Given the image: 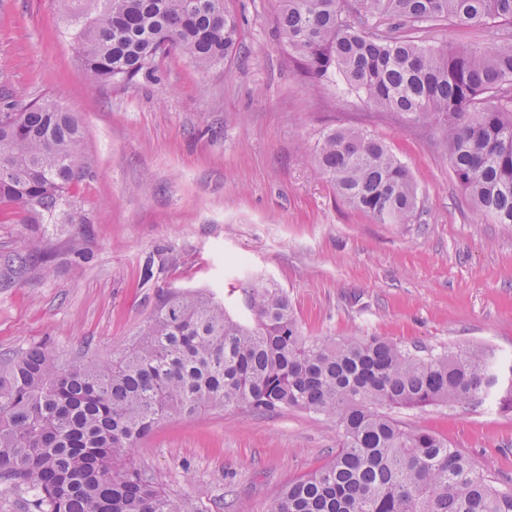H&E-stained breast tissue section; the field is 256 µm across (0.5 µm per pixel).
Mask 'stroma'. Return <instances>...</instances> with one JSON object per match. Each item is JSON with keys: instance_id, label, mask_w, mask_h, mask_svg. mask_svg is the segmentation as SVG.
I'll list each match as a JSON object with an SVG mask.
<instances>
[{"instance_id": "obj_1", "label": "stroma", "mask_w": 512, "mask_h": 512, "mask_svg": "<svg viewBox=\"0 0 512 512\" xmlns=\"http://www.w3.org/2000/svg\"><path fill=\"white\" fill-rule=\"evenodd\" d=\"M280 5L226 0L239 38L223 64L202 69L173 52L127 84L87 78L56 0H0V108L61 98L94 161L69 189L83 223L59 213L21 224L0 205V253L39 240L55 254L49 273L0 282V353L43 344L62 358L120 355L167 291H208L248 322L241 288L264 279L287 292L305 335L382 336L428 354L482 344L512 364V224L472 206L436 125L306 76L280 39ZM416 37L435 48L485 42L484 30L446 21ZM332 127L383 140L408 167L418 188L411 223H375L319 174L314 147ZM392 414L512 487V410L498 395ZM335 452L334 419L212 408L160 421L130 459L204 512H265Z\"/></svg>"}]
</instances>
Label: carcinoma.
Segmentation results:
<instances>
[{
  "instance_id": "obj_1",
  "label": "carcinoma",
  "mask_w": 512,
  "mask_h": 512,
  "mask_svg": "<svg viewBox=\"0 0 512 512\" xmlns=\"http://www.w3.org/2000/svg\"><path fill=\"white\" fill-rule=\"evenodd\" d=\"M77 28L78 61L93 82L146 74L161 42L201 68L229 57L238 28L224 0H57ZM401 28L438 21L480 27L476 49L431 48L408 34L382 35L370 19ZM283 43L321 82L341 75L368 104L409 123L440 126L448 161L475 208L512 224V0H282ZM78 116L55 99L0 112V204L24 224L66 211L92 161ZM319 171L352 208L378 224H408L417 189L387 145L332 129L316 148ZM35 241L0 255V280L49 269ZM254 326L209 293L162 297L120 357L60 359L41 346L0 356V484L33 494L30 512H203L169 496L127 453L170 416L210 408L257 413L300 409L336 419L337 448L319 470L288 484L266 512H512L495 486L443 437L407 431L394 407L470 405L497 385L493 354L472 346L421 356L379 336L329 342L302 333L274 283L244 288Z\"/></svg>"
}]
</instances>
